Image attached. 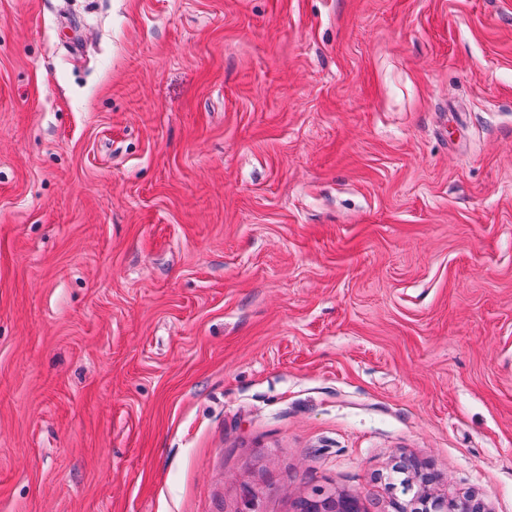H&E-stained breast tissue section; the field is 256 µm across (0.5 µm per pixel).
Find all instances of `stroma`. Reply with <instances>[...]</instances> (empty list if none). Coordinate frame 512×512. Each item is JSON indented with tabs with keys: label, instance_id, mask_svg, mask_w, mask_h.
I'll return each instance as SVG.
<instances>
[{
	"label": "stroma",
	"instance_id": "1",
	"mask_svg": "<svg viewBox=\"0 0 512 512\" xmlns=\"http://www.w3.org/2000/svg\"><path fill=\"white\" fill-rule=\"evenodd\" d=\"M512 512V0H0V512ZM395 471L406 475L401 481L402 494L412 496L394 503L396 512H486L483 502L472 495L448 498L436 490L438 476L421 466L401 462ZM312 500L305 502L307 512H360L361 507L357 497L352 495H336L330 490H318Z\"/></svg>",
	"mask_w": 512,
	"mask_h": 512
}]
</instances>
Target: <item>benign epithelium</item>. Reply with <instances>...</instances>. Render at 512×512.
Returning <instances> with one entry per match:
<instances>
[{"instance_id": "7a95c632", "label": "benign epithelium", "mask_w": 512, "mask_h": 512, "mask_svg": "<svg viewBox=\"0 0 512 512\" xmlns=\"http://www.w3.org/2000/svg\"><path fill=\"white\" fill-rule=\"evenodd\" d=\"M395 471L405 475L401 481L403 501L395 502V512H486L483 502L472 495L449 498L438 493L437 474L424 471L411 462H402ZM305 512H361L357 497L318 490L305 502Z\"/></svg>"}]
</instances>
